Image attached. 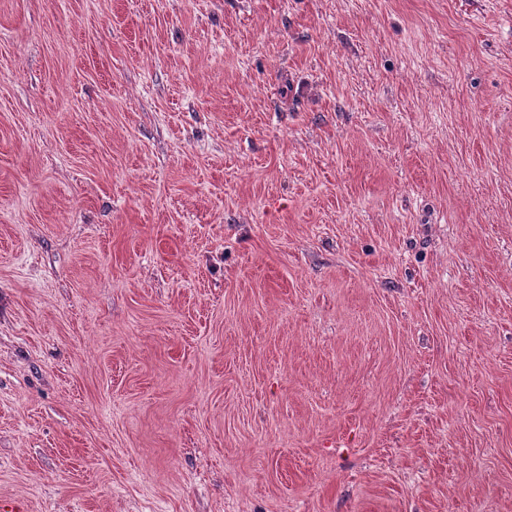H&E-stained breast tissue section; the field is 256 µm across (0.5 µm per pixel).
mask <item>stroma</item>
I'll list each match as a JSON object with an SVG mask.
<instances>
[{
    "label": "stroma",
    "mask_w": 512,
    "mask_h": 512,
    "mask_svg": "<svg viewBox=\"0 0 512 512\" xmlns=\"http://www.w3.org/2000/svg\"><path fill=\"white\" fill-rule=\"evenodd\" d=\"M512 512V0H0V508Z\"/></svg>",
    "instance_id": "stroma-1"
}]
</instances>
